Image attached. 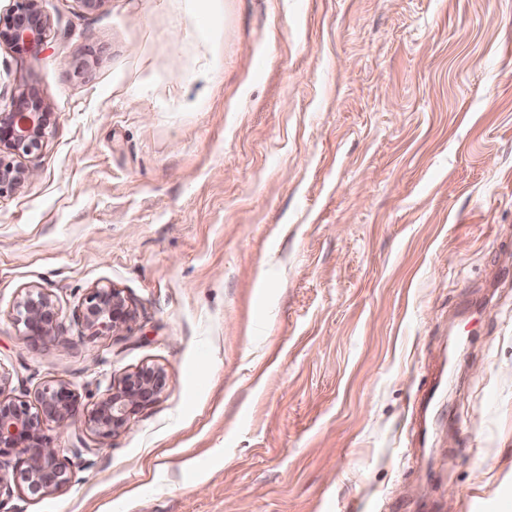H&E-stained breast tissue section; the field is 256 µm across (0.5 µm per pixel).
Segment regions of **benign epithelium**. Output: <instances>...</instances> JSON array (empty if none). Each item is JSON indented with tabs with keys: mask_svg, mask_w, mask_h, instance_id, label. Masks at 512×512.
<instances>
[{
	"mask_svg": "<svg viewBox=\"0 0 512 512\" xmlns=\"http://www.w3.org/2000/svg\"><path fill=\"white\" fill-rule=\"evenodd\" d=\"M42 0H15L9 15L0 17V42L20 54L40 47L48 27ZM56 123L34 92L21 94L0 113V196L23 187L34 172L17 162L42 152ZM134 311L116 288H94L73 313L74 322L90 336H108L128 327ZM16 321L32 341H55L62 325L60 310L50 294L29 290L17 304ZM166 373L141 367L112 383L93 405L84 408L66 383H47L34 392V401L6 393L9 378L0 374V492L12 486L46 497L71 481V459L43 433L47 421L66 430L77 421L105 443L126 429L131 419L152 404L166 386Z\"/></svg>",
	"mask_w": 512,
	"mask_h": 512,
	"instance_id": "1",
	"label": "benign epithelium"
}]
</instances>
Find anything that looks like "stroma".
<instances>
[{"label": "stroma", "mask_w": 512, "mask_h": 512, "mask_svg": "<svg viewBox=\"0 0 512 512\" xmlns=\"http://www.w3.org/2000/svg\"><path fill=\"white\" fill-rule=\"evenodd\" d=\"M0 108L58 121L0 197V372L167 384L0 512H512V0H43ZM135 318L85 336L93 288ZM32 289L62 313L26 340ZM16 321L23 326V335L32 341H55L62 325L60 310L50 294L29 290L17 304Z\"/></svg>", "instance_id": "35a3bbf8"}]
</instances>
